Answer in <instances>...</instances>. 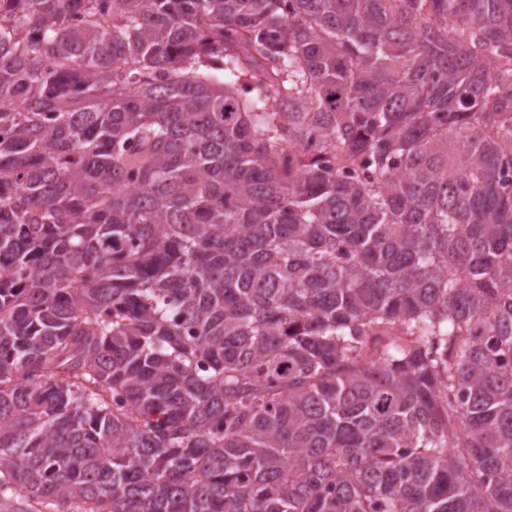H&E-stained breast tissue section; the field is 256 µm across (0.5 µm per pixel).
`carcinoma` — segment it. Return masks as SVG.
<instances>
[{
	"label": "carcinoma",
	"instance_id": "1",
	"mask_svg": "<svg viewBox=\"0 0 512 512\" xmlns=\"http://www.w3.org/2000/svg\"><path fill=\"white\" fill-rule=\"evenodd\" d=\"M11 512H512V0H0Z\"/></svg>",
	"mask_w": 512,
	"mask_h": 512
}]
</instances>
